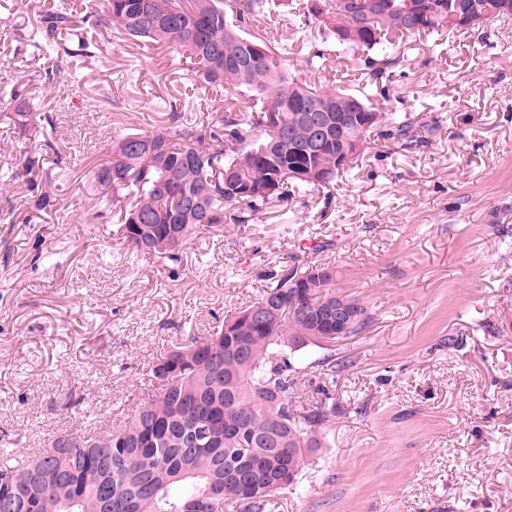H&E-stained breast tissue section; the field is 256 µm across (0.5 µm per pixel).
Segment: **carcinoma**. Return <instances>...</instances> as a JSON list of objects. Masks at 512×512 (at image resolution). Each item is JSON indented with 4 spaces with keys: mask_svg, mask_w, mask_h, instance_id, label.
<instances>
[{
    "mask_svg": "<svg viewBox=\"0 0 512 512\" xmlns=\"http://www.w3.org/2000/svg\"><path fill=\"white\" fill-rule=\"evenodd\" d=\"M268 0H101L89 5L84 27L75 25L67 0L37 7L35 47L48 56L94 57L102 45L88 33L98 14L124 38L169 44L189 52L201 87L243 88L254 104L226 110L206 124L188 123L177 103L167 105V127L150 135L113 132L107 159L93 171L92 186L105 210L118 216V245L153 254L175 270L188 239L224 224L259 219L290 187H328L339 173L336 157L374 135L399 147L415 143L412 124L373 102L388 99L390 69L406 37L459 36L473 20L512 22V0H311L301 17L329 29L336 43L371 53L365 85L355 91H318L288 69V48L273 51L246 27L265 14ZM300 54L313 67L324 50L306 38ZM26 84L4 96L14 118H32ZM315 103L329 116V133L308 151L304 116ZM376 112L378 123L336 129V104ZM336 268L285 263L267 276L256 301L224 316L207 336H194L149 365L147 387L118 427L95 420L77 431L71 475L56 476L48 457L55 438L25 459L12 449L23 436L3 440L0 483L20 493L17 512H261L275 493L297 484L323 447L319 431L336 415V401L306 407L293 399L297 368L290 359L309 346L353 337L372 314L335 289ZM356 308L338 329L319 313L338 299ZM264 307L259 322L253 310ZM213 431L215 447L179 448L194 432ZM110 487V500L99 484Z\"/></svg>",
    "mask_w": 512,
    "mask_h": 512,
    "instance_id": "cac0c4a2",
    "label": "carcinoma"
}]
</instances>
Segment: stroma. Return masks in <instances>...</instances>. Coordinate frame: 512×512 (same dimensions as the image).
<instances>
[{
  "label": "stroma",
  "mask_w": 512,
  "mask_h": 512,
  "mask_svg": "<svg viewBox=\"0 0 512 512\" xmlns=\"http://www.w3.org/2000/svg\"><path fill=\"white\" fill-rule=\"evenodd\" d=\"M36 26L24 0H0V90L49 71L29 92L55 142L43 150L0 100V213L16 218L0 224V437L37 449L132 408L149 364L254 301L276 263H329L373 320L314 349L336 362V415L299 485L265 512H512V25L441 48L404 39L385 107L407 115L420 145L368 139L329 192H293L258 223L189 239L174 272L114 250L118 224L97 218L92 170L115 125L165 126V99L204 120L251 98L205 92L182 49L138 46L108 25L102 55L43 58ZM268 35L287 44L299 79L357 85L365 51L316 28L326 60L312 68L297 53L301 29ZM27 152L54 199L40 212Z\"/></svg>",
  "instance_id": "1"
}]
</instances>
